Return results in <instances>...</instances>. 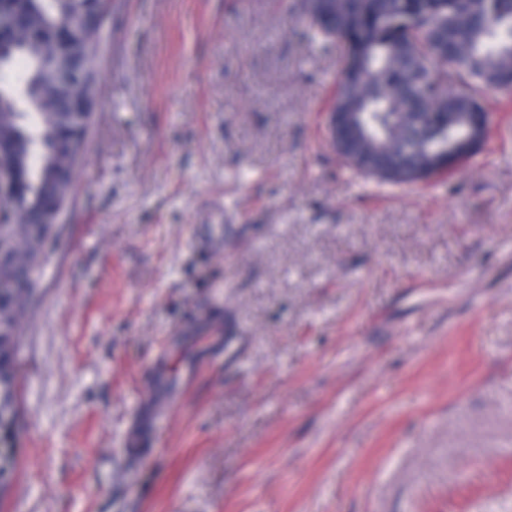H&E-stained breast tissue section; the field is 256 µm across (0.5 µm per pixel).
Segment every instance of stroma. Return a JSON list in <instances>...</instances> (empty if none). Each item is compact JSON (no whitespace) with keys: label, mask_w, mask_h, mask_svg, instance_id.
<instances>
[{"label":"stroma","mask_w":512,"mask_h":512,"mask_svg":"<svg viewBox=\"0 0 512 512\" xmlns=\"http://www.w3.org/2000/svg\"><path fill=\"white\" fill-rule=\"evenodd\" d=\"M295 0H122L21 353L5 512H512V100L346 167Z\"/></svg>","instance_id":"stroma-1"}]
</instances>
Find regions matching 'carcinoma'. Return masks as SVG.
<instances>
[{
  "label": "carcinoma",
  "mask_w": 512,
  "mask_h": 512,
  "mask_svg": "<svg viewBox=\"0 0 512 512\" xmlns=\"http://www.w3.org/2000/svg\"><path fill=\"white\" fill-rule=\"evenodd\" d=\"M94 0H0L14 28L0 43V152L12 191L0 220V503L19 466L23 432L20 354L47 244L39 223L57 198L58 173L78 172L60 137L59 113L98 87L101 38L81 27L58 40L65 19L93 16ZM312 37L341 51L334 99L336 144L360 174L393 183L434 177L431 159L487 135L484 93L512 92V0H301ZM81 51L91 66L66 97L47 96L52 59Z\"/></svg>",
  "instance_id": "carcinoma-1"
}]
</instances>
